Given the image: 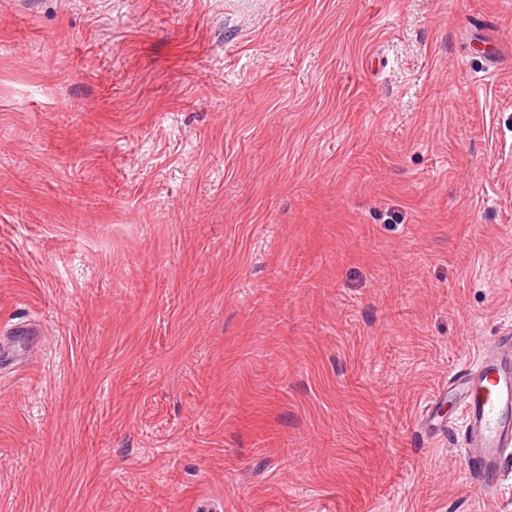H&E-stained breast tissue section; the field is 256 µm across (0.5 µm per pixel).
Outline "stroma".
<instances>
[{
  "instance_id": "35a3bbf8",
  "label": "stroma",
  "mask_w": 512,
  "mask_h": 512,
  "mask_svg": "<svg viewBox=\"0 0 512 512\" xmlns=\"http://www.w3.org/2000/svg\"><path fill=\"white\" fill-rule=\"evenodd\" d=\"M0 512H512L420 410L512 327V0H0ZM11 340L8 345H5L1 339L0 344V366L6 362L16 361L18 354L24 352L29 346L35 344L36 336L40 333L32 325H17L12 328Z\"/></svg>"
}]
</instances>
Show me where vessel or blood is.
<instances>
[{
  "label": "vessel or blood",
  "instance_id": "obj_1",
  "mask_svg": "<svg viewBox=\"0 0 512 512\" xmlns=\"http://www.w3.org/2000/svg\"><path fill=\"white\" fill-rule=\"evenodd\" d=\"M31 325L14 326L9 343L0 344V366L15 361L36 342ZM453 398L464 424L461 448L470 484L483 498L497 495L512 472V331L501 332L479 348L475 363L460 367L419 416L426 432L437 428L435 404Z\"/></svg>",
  "mask_w": 512,
  "mask_h": 512
}]
</instances>
